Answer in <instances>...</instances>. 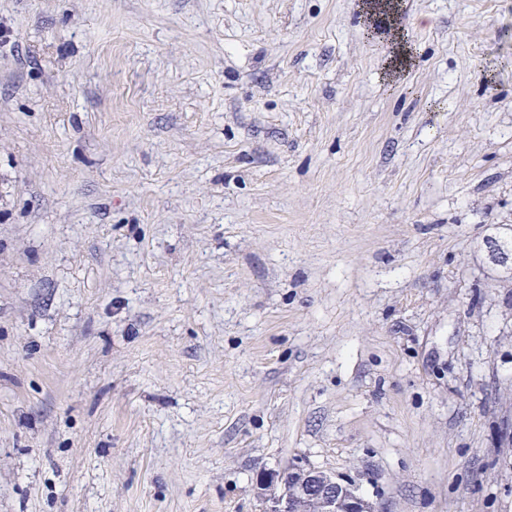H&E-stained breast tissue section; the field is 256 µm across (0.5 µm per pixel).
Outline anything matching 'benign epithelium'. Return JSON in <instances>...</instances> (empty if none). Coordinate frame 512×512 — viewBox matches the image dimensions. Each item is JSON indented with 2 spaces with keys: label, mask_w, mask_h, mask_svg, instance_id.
<instances>
[{
  "label": "benign epithelium",
  "mask_w": 512,
  "mask_h": 512,
  "mask_svg": "<svg viewBox=\"0 0 512 512\" xmlns=\"http://www.w3.org/2000/svg\"><path fill=\"white\" fill-rule=\"evenodd\" d=\"M263 512H378L353 480L301 461L261 472L255 482Z\"/></svg>",
  "instance_id": "7a95c632"
}]
</instances>
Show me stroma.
<instances>
[{
	"mask_svg": "<svg viewBox=\"0 0 512 512\" xmlns=\"http://www.w3.org/2000/svg\"><path fill=\"white\" fill-rule=\"evenodd\" d=\"M0 0V512H512V0ZM388 40L394 46V53L396 55V60H393L391 65H387L385 69L382 71L380 78L386 82H394L398 78V67L396 64H399L402 60L408 61L411 49L409 44L407 43L406 32L401 27L392 26V28L388 29ZM264 512H378L353 480L302 461L262 471L255 482Z\"/></svg>",
	"mask_w": 512,
	"mask_h": 512,
	"instance_id": "obj_1",
	"label": "stroma"
}]
</instances>
